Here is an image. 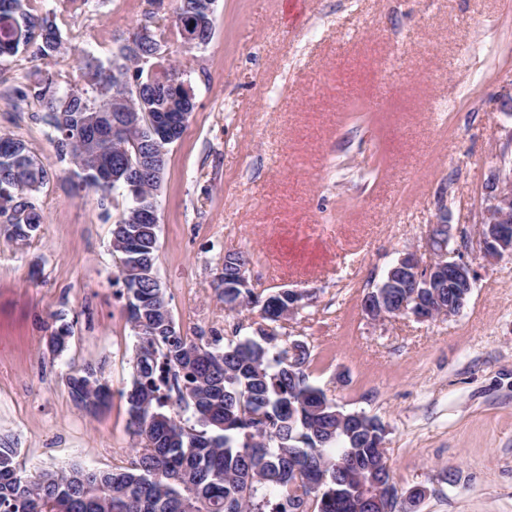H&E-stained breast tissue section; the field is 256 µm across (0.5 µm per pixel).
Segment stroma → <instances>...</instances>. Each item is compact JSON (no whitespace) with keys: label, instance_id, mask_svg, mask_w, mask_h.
I'll return each mask as SVG.
<instances>
[{"label":"stroma","instance_id":"stroma-1","mask_svg":"<svg viewBox=\"0 0 512 512\" xmlns=\"http://www.w3.org/2000/svg\"><path fill=\"white\" fill-rule=\"evenodd\" d=\"M180 0H87L59 19L65 54L0 58V133L50 172L27 244L0 224V437L32 472L126 462L136 339L117 283L121 193L76 187L44 102L24 84L81 80L141 24L168 29ZM207 45L175 47L195 110L169 148L157 196L156 271L191 336L252 334L258 312L217 297L224 256L251 255L253 288L306 293L281 342H306L309 382L338 409L379 420L400 497L416 512H512V254L478 256L481 190L512 139V0H215ZM382 158L377 178L366 174ZM479 275L462 313L377 323L368 289L430 224ZM69 327L62 353L48 346ZM92 365L108 408L77 406L70 369Z\"/></svg>","mask_w":512,"mask_h":512}]
</instances>
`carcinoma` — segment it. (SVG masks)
I'll list each match as a JSON object with an SVG mask.
<instances>
[{
	"label": "carcinoma",
	"mask_w": 512,
	"mask_h": 512,
	"mask_svg": "<svg viewBox=\"0 0 512 512\" xmlns=\"http://www.w3.org/2000/svg\"><path fill=\"white\" fill-rule=\"evenodd\" d=\"M41 11L40 0H0V57L21 49L35 59L61 53L55 18ZM129 61L116 55L105 67L90 58L83 84L47 102L58 155L69 159L89 188L103 164L123 157L101 129L78 122L83 112L111 111L110 100L97 92L104 74L139 79L131 99L147 112L194 111L187 92L170 90L164 74L148 85L142 72H131ZM136 137L156 154L171 145L147 125ZM48 179V169L24 141L0 135V192H9V203L36 194ZM130 180L149 184L137 170L112 184L131 204L113 224L111 248L123 262L118 279L136 337L132 379L121 391L134 443L126 463L110 471L72 466L28 474L16 467L18 449L0 440V512H364L356 468L368 472L383 462L385 449L370 441L383 440V428L368 417L339 425L335 403L308 382L309 352L301 343L281 345L274 331L262 327L227 342L206 339L168 321L166 290L152 287L149 278L156 274L159 225L137 220L156 198L131 191ZM41 221L31 206L13 239L31 240ZM236 260L247 264L250 256L239 252L224 263V306L237 314L257 307L262 319L279 322L288 297L279 290L230 287ZM67 385L87 409L112 398L110 385L90 366L69 373Z\"/></svg>",
	"instance_id": "cac0c4a2"
}]
</instances>
